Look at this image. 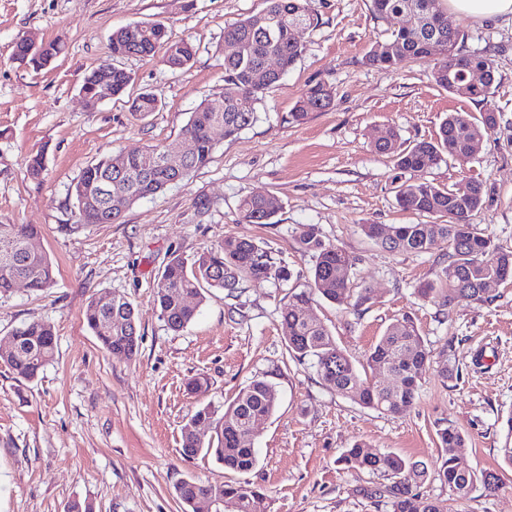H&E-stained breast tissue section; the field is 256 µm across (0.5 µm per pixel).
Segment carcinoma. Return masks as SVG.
Wrapping results in <instances>:
<instances>
[{
  "label": "carcinoma",
  "instance_id": "1",
  "mask_svg": "<svg viewBox=\"0 0 512 512\" xmlns=\"http://www.w3.org/2000/svg\"><path fill=\"white\" fill-rule=\"evenodd\" d=\"M377 19L387 26L389 38L375 43L366 55L370 66L389 68L403 59L433 60L428 72L436 86L453 92V86H466L465 95L486 104L480 118L466 112H450L439 125L436 136L406 147L397 145L398 134L387 133L373 143L375 152L393 158L396 169L422 172L431 164L451 157L470 161L477 137L498 126V113L488 105L495 82L491 60L479 53H463L458 48L462 38L456 17L441 6L442 0H372ZM297 24L315 29L320 18L312 0H266L259 13L224 28V42L234 45L224 55V111H211L201 103L191 113L179 137L191 136L195 152L186 157L178 169L162 164L178 140L151 145L138 155L129 157L124 167L120 193L128 205L154 195L190 173L205 167L211 160L216 143L210 135L216 123L224 125V138L232 139L258 119L257 108L267 91L275 86L304 52L294 35ZM112 56H153L163 51L164 64L183 69L196 55L189 39L171 40L166 23L161 20L125 26L112 32ZM451 54H446V50ZM63 51L51 42L45 54L29 57L27 64L36 68L48 64ZM276 58L274 70L265 68L267 60ZM131 76L112 67V96L126 93ZM330 88L316 83L301 94L292 118L299 122L309 113L333 107ZM131 111L149 114L158 109V100L143 93L130 104ZM27 174L38 179L45 170L43 152L25 159ZM111 160H101L83 170L72 187L78 222L81 224H114L121 209L103 193L105 178L111 174ZM397 201L404 210L432 217L431 224H397L389 226L385 236L382 224H363V234L382 248L396 253H424L438 237L448 243L446 260L438 274V282L419 287L421 295L440 299L447 305L462 298L480 305H491L497 298L490 281L499 285L512 283V249L496 243L492 236L476 231L470 217L485 203L483 185L474 180H461L452 188L441 187L426 179L405 182L398 187ZM280 210L279 201L271 195H249L238 205L243 224H271ZM35 224L0 223V295L12 291L13 281L23 278L28 288L44 292L55 278L54 265L46 254L28 253L22 245L37 237ZM296 249L314 258L306 288L293 292L282 308L284 340L291 358L308 362L321 379L340 395L351 398L366 408L391 415L408 412L416 399L419 383L430 362L431 350L413 320L402 316L391 322L366 358V368L338 345L335 336L322 322L306 313L315 299L338 306L347 305L353 297L347 271L353 265L351 255L343 248L323 240L314 224H302L294 231ZM293 272L287 264L273 257L272 248L252 238L226 237L215 248L187 260L177 253L169 256L157 283L156 303L160 316L169 329L180 331L196 317L204 300L202 290L215 288L232 295L244 280L288 282ZM107 309L99 300H91L84 316L87 326L102 348L115 358L131 360L137 354L142 335L138 329L133 304L123 295ZM8 342L14 348L0 353V359L17 377L36 378L54 360L55 336L51 325L30 322L16 328ZM386 373L395 384L386 385L367 375V370ZM276 387L257 377L241 388L223 413L207 405L198 409L183 426L181 452L190 460L200 454L212 456L224 468L237 473L251 471L257 463L252 439L247 437L251 425L271 416L278 407ZM500 455L512 468V415L506 421ZM210 430L202 442L198 430ZM445 455L436 471L437 479L448 487L457 501H465L477 486L488 493L498 491L502 479L493 472L476 471L457 448L464 443L463 433L453 425L438 429ZM345 466L367 470L388 483L381 494L387 497L391 512H447V506L433 502L413 490V482L425 476V469L400 456L383 452L365 441H357L339 458ZM177 498L186 506L201 498L224 501L221 512H250L260 491L247 481L204 483L183 480L175 488Z\"/></svg>",
  "mask_w": 512,
  "mask_h": 512
}]
</instances>
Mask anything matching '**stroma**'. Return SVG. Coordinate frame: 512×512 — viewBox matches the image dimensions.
I'll list each match as a JSON object with an SVG mask.
<instances>
[{
    "instance_id": "obj_1",
    "label": "stroma",
    "mask_w": 512,
    "mask_h": 512,
    "mask_svg": "<svg viewBox=\"0 0 512 512\" xmlns=\"http://www.w3.org/2000/svg\"><path fill=\"white\" fill-rule=\"evenodd\" d=\"M313 5L321 24L299 32L304 53L269 90L253 126L218 139L205 168L140 200L123 223L81 224L71 189L82 171L176 139L199 104L222 93L225 27L261 11L264 0H0V223L38 225L33 245L55 265L46 292L20 285L0 296V340L32 321L50 323L56 339L54 362L34 380L0 363V512H66L74 499L93 512H184L180 481L222 483L234 474L210 456L185 459L182 426L200 407L223 409L262 375L275 384L279 405L253 436L257 464L245 479L261 490L255 512H389L374 494L380 478L338 462L358 440L422 463L418 492L448 512H512V469L499 452L512 413V287L490 306L465 299L441 306L417 289L437 280L446 242L398 254L361 231L422 220L398 206L397 186L414 175L374 152L377 135L392 129L406 143L430 139L446 113L476 116L483 105L430 83L426 62L367 65L372 44L388 37L371 0ZM157 19L173 38L195 44L187 68L169 69L156 57L111 58L114 30ZM461 29L462 52L493 62L489 100L499 125L468 163L449 157L423 176L447 187L465 177L481 182L486 203L471 222L512 247V25L465 18ZM21 37L60 43L63 52L33 70L12 58ZM110 61L133 81L124 96L87 109L82 78ZM319 82L332 88L333 108L294 121L300 95ZM142 93L158 98L156 112L131 111ZM38 151L46 170L35 180L25 158ZM253 194L278 199L276 223H241L239 201ZM201 195L210 201L203 213L195 207ZM301 224L317 225L325 241L349 252L351 287L371 291L355 309L324 301L310 308L353 360H364L405 313L429 344L431 361L406 414L363 407L289 357L283 299L305 287L313 265L291 236ZM228 236L267 242L292 280L246 282L230 297L204 289L195 319L170 330L155 303L169 254L190 258ZM111 293L129 299L140 325L142 341L129 361L106 353L84 319L89 301ZM447 364L452 374H443ZM196 377L207 385L189 391ZM447 424L463 432L471 464L499 472L504 488L490 494L479 487L454 501L434 477L443 453L437 431Z\"/></svg>"
}]
</instances>
